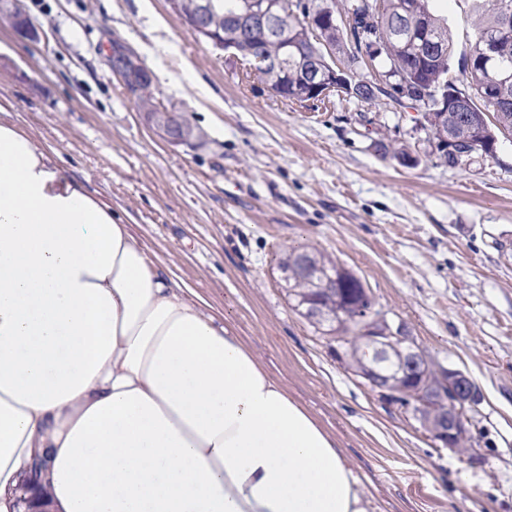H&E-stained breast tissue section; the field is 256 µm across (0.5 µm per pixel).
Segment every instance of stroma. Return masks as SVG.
<instances>
[{
    "mask_svg": "<svg viewBox=\"0 0 512 512\" xmlns=\"http://www.w3.org/2000/svg\"><path fill=\"white\" fill-rule=\"evenodd\" d=\"M22 4L42 35L33 43L0 21V119L207 299L335 435L371 512H512V137L495 158L451 168L432 155L418 105L282 99L243 79L169 0ZM431 6L462 57L473 0ZM116 40L154 73L192 144L153 130L111 71ZM384 144L417 164L383 156ZM301 245L352 271L436 363L470 376L480 403L468 451L435 447L292 308L279 263Z\"/></svg>",
    "mask_w": 512,
    "mask_h": 512,
    "instance_id": "obj_1",
    "label": "stroma"
}]
</instances>
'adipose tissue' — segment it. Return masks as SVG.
Here are the masks:
<instances>
[{
    "instance_id": "obj_1",
    "label": "adipose tissue",
    "mask_w": 512,
    "mask_h": 512,
    "mask_svg": "<svg viewBox=\"0 0 512 512\" xmlns=\"http://www.w3.org/2000/svg\"><path fill=\"white\" fill-rule=\"evenodd\" d=\"M369 512L335 438L0 121V512Z\"/></svg>"
}]
</instances>
